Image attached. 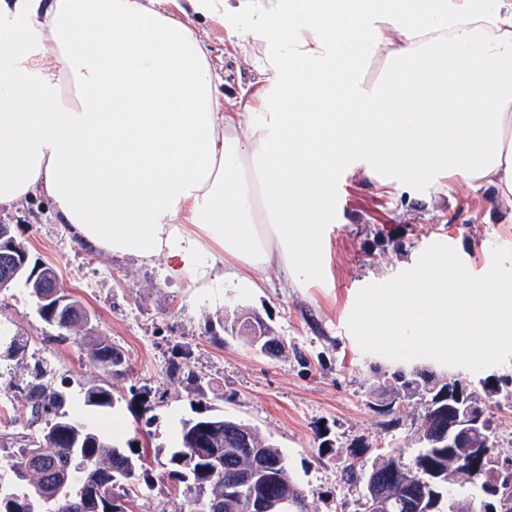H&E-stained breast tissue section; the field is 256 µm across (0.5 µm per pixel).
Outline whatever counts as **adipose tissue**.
<instances>
[{
	"label": "adipose tissue",
	"mask_w": 512,
	"mask_h": 512,
	"mask_svg": "<svg viewBox=\"0 0 512 512\" xmlns=\"http://www.w3.org/2000/svg\"><path fill=\"white\" fill-rule=\"evenodd\" d=\"M0 34V211L196 293L322 275L342 171L512 195V0H0ZM200 37L210 46L212 57L221 56L220 74L224 79L222 91L225 98L236 99L253 79V70L249 63L234 53L231 49H224V29L207 22L198 23Z\"/></svg>",
	"instance_id": "obj_1"
}]
</instances>
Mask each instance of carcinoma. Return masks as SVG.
<instances>
[{
    "mask_svg": "<svg viewBox=\"0 0 512 512\" xmlns=\"http://www.w3.org/2000/svg\"><path fill=\"white\" fill-rule=\"evenodd\" d=\"M20 283L35 299L42 293L36 279L24 271L7 285H0V290ZM61 298L65 302L51 310L50 316L65 317L70 311L90 315L67 291H62ZM83 329L85 325L75 323L64 335H81L82 353L95 370L108 379L121 376L126 369L123 353ZM266 330L270 336L258 346L253 336L242 340L260 353L270 342L283 351L285 346L274 330L269 326ZM381 379L383 386L370 391L377 413L396 414L416 401L423 406L415 430L418 453L411 464L380 452L368 465L359 466L353 460L345 466L347 481L366 485L364 512H371L373 500L383 504L381 512H425L441 497L454 502V512H477L484 497V476L471 474L465 481L450 482L448 470L473 466V448L492 435V416L482 400L495 393L490 379L481 381L480 392L467 389V398L482 414L488 431L473 435L457 448L431 447V441L448 429L450 377L429 367H398L382 371ZM25 399L29 425L43 420L45 427L35 434L0 435V447L6 450L0 463L12 477L11 484L0 483V512H125L119 491L140 479L148 481L139 450L115 447L109 435L71 414L67 394L43 384L38 373L28 382ZM83 403L94 412L113 408L112 383L106 380L84 390ZM243 433L250 439L248 448L239 443ZM164 466L168 479L184 485L189 512H249L248 499L226 491L232 483H242L259 496L288 501V512H306L304 492L290 475L285 457L253 426L232 415L182 421L177 446Z\"/></svg>",
    "mask_w": 512,
    "mask_h": 512,
    "instance_id": "cac0c4a2",
    "label": "carcinoma"
}]
</instances>
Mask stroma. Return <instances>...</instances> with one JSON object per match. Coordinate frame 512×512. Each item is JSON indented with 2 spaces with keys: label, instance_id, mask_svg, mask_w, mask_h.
<instances>
[{
  "label": "stroma",
  "instance_id": "35a3bbf8",
  "mask_svg": "<svg viewBox=\"0 0 512 512\" xmlns=\"http://www.w3.org/2000/svg\"><path fill=\"white\" fill-rule=\"evenodd\" d=\"M198 33L221 59L225 98L236 99L253 78L251 66L225 48L223 29L202 22ZM0 224L10 225L33 257L57 269L63 287L91 312L98 336L128 362L125 374L112 381L114 408L89 412L83 388L97 371L81 363L76 338L57 340L27 289L17 285L0 291V332L27 346L22 360L0 355V407L25 414L23 388L39 369L51 388L68 393L72 412L111 435L114 446L136 445L148 460L150 482L128 490V512H187L184 492L167 479L163 465L181 420L221 413L253 425L280 450L308 512H362V489L345 481L344 466L354 456L369 461L380 447L412 462L411 425L420 410L402 409L392 422L372 409L368 391L378 381L376 371L395 363L364 352L350 332L357 294L409 269L435 242L453 247L471 274H485L494 247L512 248V197L467 184L450 192L430 179L385 192L366 176L338 174L324 274L285 288L274 271L262 287L228 288L220 295L192 294L162 277L159 266L77 246L41 196L0 212ZM245 311L276 331L285 354H261L232 338L211 341L217 321ZM422 364L475 384L503 380L490 400L495 451L512 456V359L479 372L429 358Z\"/></svg>",
  "mask_w": 512,
  "mask_h": 512
}]
</instances>
